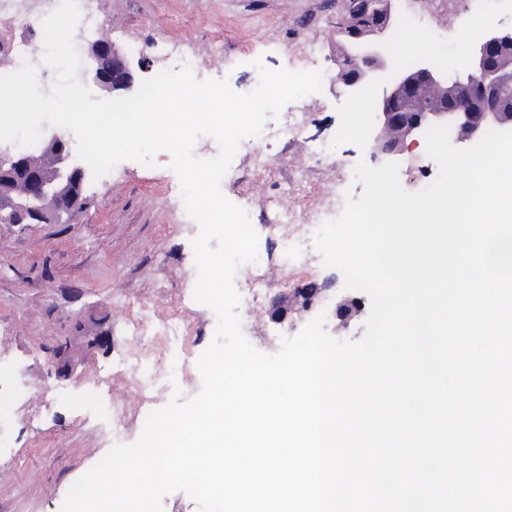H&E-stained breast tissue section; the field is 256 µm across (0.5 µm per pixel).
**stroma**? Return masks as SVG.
<instances>
[{
	"mask_svg": "<svg viewBox=\"0 0 512 512\" xmlns=\"http://www.w3.org/2000/svg\"><path fill=\"white\" fill-rule=\"evenodd\" d=\"M96 2L113 27L116 48L125 49L132 40L149 42L142 66L134 70L140 83L168 68L166 45L174 41L202 59L200 78L227 79L239 93L252 91L258 79L249 64L253 56L272 70H322L321 93L287 106L299 115L300 133L264 144L271 159L266 170H255L250 154L241 153L221 189L250 211L272 276L287 279L294 289L330 282L316 314L324 315L334 337L360 339L371 310L368 294H361L357 315L338 318L336 307L350 293L343 274L323 265L309 237L298 241L301 267L281 269L279 246L266 227L267 214L278 207L306 221L325 206L342 212L347 195L363 191L353 169L371 158L361 130L374 115L363 101L336 93L334 22L342 0ZM394 10L397 17H415L403 39L404 54L415 60L427 55L444 63L464 60L470 44L459 33L471 25L512 28V0H449L441 16L427 0H395ZM218 38L224 54L214 57L210 44ZM313 40L323 48L314 58L308 54ZM171 161L170 153L161 151L153 166L125 160L101 178L87 177L82 205L64 223L0 224V512H61L71 486L112 446L111 425L98 403L126 406L120 441L130 444L140 437L144 418L165 406L174 391L190 398L202 387L197 362L213 340L216 316L194 299L192 242L198 227L175 207L181 183ZM437 176L426 144L401 155L398 178L405 191H420L424 179ZM285 182L290 190L284 195L279 186ZM286 290L271 288L259 302L258 318L242 322L246 338L263 353H276L279 335H297L306 325L294 315L281 325L271 321L270 309ZM125 298L149 302L160 315L177 301L185 310L188 338L180 356L187 371L176 376L175 387L146 402L129 377L108 388L97 383L98 372L115 367L129 345L118 307ZM86 336L109 342L84 352L72 375L58 378L48 363L51 349L63 338L78 344ZM82 394L88 397L85 405H73L72 397Z\"/></svg>",
	"mask_w": 512,
	"mask_h": 512,
	"instance_id": "obj_1",
	"label": "stroma"
}]
</instances>
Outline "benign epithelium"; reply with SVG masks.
Instances as JSON below:
<instances>
[{
    "mask_svg": "<svg viewBox=\"0 0 512 512\" xmlns=\"http://www.w3.org/2000/svg\"><path fill=\"white\" fill-rule=\"evenodd\" d=\"M395 20L393 0H345L336 18V83L351 100L373 101L375 122L364 136L374 159L397 162L434 126L450 128L459 144L482 137L490 127L512 131V30L486 29L450 81L426 58L401 67L387 47ZM84 77L114 99L130 95L135 84L132 61L103 38L90 44ZM424 89L437 92L434 105H418ZM43 153L51 159L48 167L0 145V181L22 183V190L0 194V209L9 211L14 224L57 223L82 200L86 166L68 140L50 135ZM321 291L309 283L297 289L293 304L310 313ZM50 361L58 375L72 373L70 342L57 344Z\"/></svg>",
    "mask_w": 512,
    "mask_h": 512,
    "instance_id": "benign-epithelium-1",
    "label": "benign epithelium"
}]
</instances>
